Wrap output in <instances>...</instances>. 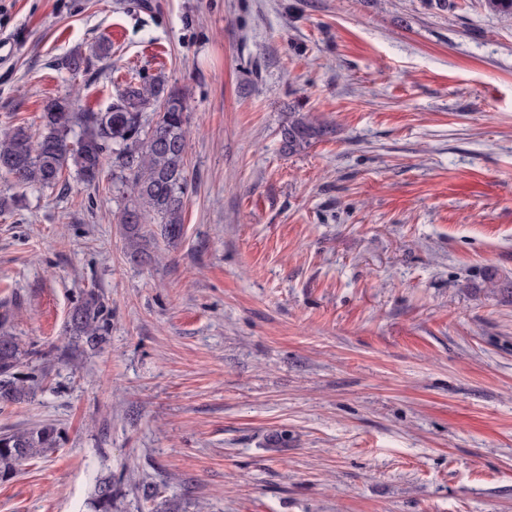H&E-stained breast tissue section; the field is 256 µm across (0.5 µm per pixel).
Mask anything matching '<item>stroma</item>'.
<instances>
[{"instance_id": "1", "label": "stroma", "mask_w": 512, "mask_h": 512, "mask_svg": "<svg viewBox=\"0 0 512 512\" xmlns=\"http://www.w3.org/2000/svg\"><path fill=\"white\" fill-rule=\"evenodd\" d=\"M452 2L0 0V133L131 70L186 89L190 132L151 264L111 172L0 174V306L46 375L0 431L61 436L0 512H89L101 476L114 512H512V15ZM292 105L335 134L286 154ZM90 290L95 350L66 333Z\"/></svg>"}]
</instances>
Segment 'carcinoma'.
Listing matches in <instances>:
<instances>
[{
	"label": "carcinoma",
	"instance_id": "carcinoma-1",
	"mask_svg": "<svg viewBox=\"0 0 512 512\" xmlns=\"http://www.w3.org/2000/svg\"><path fill=\"white\" fill-rule=\"evenodd\" d=\"M86 67L87 58L78 51L61 60V68L73 75ZM149 108L154 117L147 120L144 114ZM186 112V92L160 75L148 81L130 75L103 112L80 111L66 98H52L44 105L37 140L23 126L0 135V172L22 188L54 189L65 184L62 176L71 169L80 182L94 186L105 167H111L112 178L131 190L121 224L131 255L140 257L146 225H159L160 235L171 243L183 235L188 187ZM331 132L328 125L295 111L281 130L282 143L288 153H299ZM103 312L100 296L86 292L69 312L72 343L97 349L108 332ZM28 355L0 317V404L20 403L38 386V375L21 371ZM58 439L52 426L0 433V480L13 477L25 462L56 448ZM115 500L112 478L98 479L89 502L91 512H112Z\"/></svg>",
	"mask_w": 512,
	"mask_h": 512
}]
</instances>
